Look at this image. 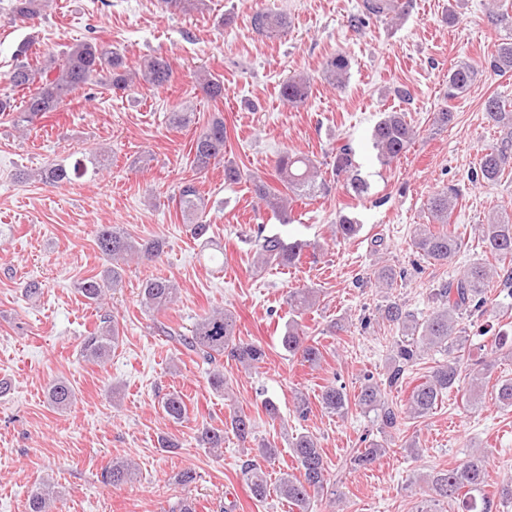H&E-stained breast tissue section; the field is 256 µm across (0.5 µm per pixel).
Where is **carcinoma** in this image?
Wrapping results in <instances>:
<instances>
[{
    "mask_svg": "<svg viewBox=\"0 0 512 512\" xmlns=\"http://www.w3.org/2000/svg\"><path fill=\"white\" fill-rule=\"evenodd\" d=\"M50 0H11L10 20L14 23L30 24L41 18L49 7ZM165 11L175 15H191L210 9L209 0H159ZM411 7V0H363L361 13L350 19V26L359 29L366 21L375 17L400 18ZM488 19L492 25L512 31V12L503 7L502 0H492ZM252 29L258 34L276 35L285 32L288 21L285 14L269 9H257L251 17ZM22 60L9 73V82L14 90L22 93L21 101L15 102L10 95L0 96V114L12 113L17 127H29L48 112L58 111L74 91L83 86L105 84L112 90L125 91L140 80L153 88H164L174 78V64L164 56L149 55L141 59L138 68L129 65L125 54L108 42L97 39L86 40L71 46L61 54H48L30 61L26 49L19 50ZM485 68L499 74L512 72V39L502 42L488 60ZM349 69L348 59L342 54L330 57L324 67L325 79L336 88L344 85ZM477 67L472 63H460L448 71V99L457 98L473 84ZM195 81L203 95L213 101L224 98V80L201 70ZM309 79L304 75H293L283 81L280 96L292 107L303 106L309 96ZM486 119L499 129L501 137L485 148L473 173V179L494 183L512 164V109L496 95L487 97L483 103ZM416 132L403 112L382 113L372 131V145L383 164L399 159L411 145ZM227 130L224 119H212L194 142V168L207 170L212 164L224 161V181L235 184L242 179V170L233 161L224 159ZM109 162L103 152L85 155L67 165L53 163L39 172V181L44 184L62 186L71 184L87 174H97ZM275 176L283 189H270L264 183L255 184L258 199L281 220L288 219L291 203L312 199L327 192L326 182L320 179L317 166L310 157L284 152L273 165ZM332 174L336 179L348 182L356 195L364 193L365 186L358 175L354 152L350 144L336 147ZM460 196L459 189L449 186L432 194L426 209L432 223L416 225L411 246L422 259L433 266L448 264L460 251L461 243L449 232L437 231L436 224H446ZM177 205L181 212L186 232L205 246L212 244L208 237L210 225L204 220L205 198L195 180L181 183ZM361 230L359 220L350 213H341L332 229L339 240H350ZM484 252L494 256L504 269L498 272L482 261L471 263L460 275L439 283L432 289L431 300L437 307L426 318H418L403 302L387 300L378 308L382 321L399 333L389 357V365L382 376L365 377L357 394L351 396L345 386L330 383L319 394L322 409L332 415L344 417L355 405L367 413L374 414L380 433L385 434L398 426L401 411L389 399L392 390L402 384L407 369L416 365L422 357L436 351L446 355V360L435 366L425 380L416 385L408 398L407 414L412 419L430 415L443 396L461 381L463 349L466 337L463 320L472 314L485 313L491 305V288L495 276L512 296V216H496L478 228ZM100 253L112 261V266L101 275L81 279L77 292L88 304L99 305L109 291L122 287L124 265L131 261L155 263L161 259L165 242L161 238L136 239L122 229L102 225L95 235ZM256 263L265 267L289 268L301 262L309 248L302 241L285 242L278 235H265L259 230L253 240ZM404 276L390 265H382L374 271L375 281L381 288H390L397 278ZM176 283L163 277L150 278L140 289V305L151 317L168 310L178 299ZM317 302L316 291L306 286L288 292L287 304L296 316L311 310ZM169 341L182 346L203 362L215 365L228 356L246 367L264 363L267 353L256 341L241 339L235 313L227 308L214 309L200 316L189 335L163 323L156 325ZM119 343L117 318L105 313L99 316V324L83 337L80 355L87 361L104 363L111 359L112 350ZM281 346L290 355L312 368L320 366L323 358L322 345L292 321L281 336ZM495 400L503 408H512V377H500L494 384ZM50 406L59 410L68 408L75 400L74 388L69 382L55 379L47 387ZM161 409L169 420L183 422L188 415L184 396L179 391L164 395ZM232 431L245 441L253 433V423L244 413L231 409L224 419V427H206L197 435L203 448L217 450L224 447V430ZM386 451L385 444L371 439L363 448H358L349 458L353 469H366ZM291 456L297 464L298 474L286 473L275 486L268 484L261 462L277 459L279 450L270 442H263L254 449L253 458L243 466L247 485L252 497L261 501L270 491L283 498L294 512H310L313 499L328 493L336 495L330 487L329 466L318 439L301 433L293 438ZM138 468L130 461L117 458L104 467L99 481L106 487L119 488L134 481ZM488 471L486 456L474 453L450 469L429 475L427 484L430 494L423 499L417 512H439L437 505L446 503L457 506L461 512H502L512 502V478L496 486L493 492L485 490ZM57 492L49 485L40 483L28 495L26 512H53Z\"/></svg>",
    "mask_w": 512,
    "mask_h": 512,
    "instance_id": "obj_1",
    "label": "carcinoma"
}]
</instances>
